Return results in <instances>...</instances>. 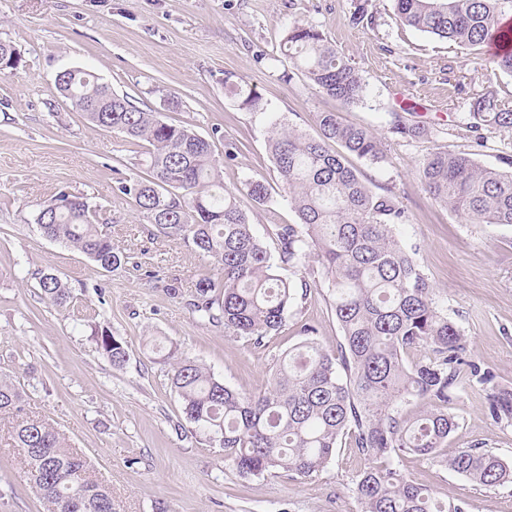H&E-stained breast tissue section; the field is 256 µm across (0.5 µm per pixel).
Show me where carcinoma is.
<instances>
[{"label": "carcinoma", "instance_id": "obj_1", "mask_svg": "<svg viewBox=\"0 0 512 512\" xmlns=\"http://www.w3.org/2000/svg\"><path fill=\"white\" fill-rule=\"evenodd\" d=\"M399 21L423 33L465 46L509 40L502 27L512 0H395ZM282 54L328 97L349 106L362 102L366 86L357 68L313 26L295 23L282 40ZM21 56L0 43V75L18 70ZM233 99L256 111L264 104L246 81L225 76ZM60 93L103 130L149 145L151 176L121 184L151 225L150 234L180 240L208 259L190 309L198 319L224 325L232 336L261 349L287 326L288 311L317 287L303 275H281L314 252L331 284L332 304L343 343L340 354L323 349L312 325L302 340L273 359L269 389L240 395L206 367L172 346L159 356L186 420L206 442L224 451L243 477L323 470L343 438L367 461L353 491L361 512H467L463 502H443L426 486L406 479L396 466L412 454L439 463L480 486L512 481V466L480 446L442 458L438 449L458 429L448 412L461 373L491 387L492 420L512 424V389L500 388L473 361L461 357L462 334L432 298L428 278L398 240L394 228L407 220L390 192L373 191L349 157L387 162L382 141L335 111L317 115L319 136L285 125L272 128L269 147L284 196L298 223L276 224L278 259L253 233L235 196L224 192L223 168L210 142L192 129L146 112L112 92L93 72L76 69L57 78ZM474 125L512 130V108L491 99L477 103ZM339 145L332 150L329 143ZM508 170L484 168L469 153L434 151L419 175L429 197L479 224L512 227V157ZM35 223L46 238L73 247L110 270L124 255L99 230L97 209L83 196L61 190L38 205ZM54 305L72 292L54 273L39 277ZM98 347L121 367L128 353L108 330L95 332ZM423 348L429 356L408 365L403 354ZM22 394L0 380V413L20 410ZM421 404L407 417L395 406ZM31 489L55 512H113L112 490L91 474L89 460L65 448L43 420L14 427Z\"/></svg>", "mask_w": 512, "mask_h": 512}]
</instances>
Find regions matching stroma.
I'll return each instance as SVG.
<instances>
[{
	"label": "stroma",
	"instance_id": "obj_1",
	"mask_svg": "<svg viewBox=\"0 0 512 512\" xmlns=\"http://www.w3.org/2000/svg\"><path fill=\"white\" fill-rule=\"evenodd\" d=\"M359 4L367 14L354 26ZM295 22L315 26L352 59L367 88L363 102L341 105L292 73L280 44ZM0 42L22 57L15 74L0 75V379L23 397L20 415L0 414V512H53L31 492L15 446L21 416L48 420L66 447L87 456L112 487L114 512H361L353 483L365 460L350 442L307 478L241 477L185 420L156 360V346L178 345L226 386L252 395L270 386L272 354L299 342L297 322L312 324L337 353L342 332L316 256L305 266L317 272V288L289 310L288 329L268 349L198 321L187 302L207 259L183 243L151 240L133 200L118 190L120 181L147 177V145L89 123L57 89L67 68L93 71L140 108L209 140L225 191L270 251V225L297 221L271 161L273 125L315 136L317 113L336 111L372 129L388 160L356 158L353 167L374 191L403 202L409 221L395 233L435 304L459 326L465 358L512 389V227L473 223L434 202L418 174L438 149L474 154L496 169L512 155V131L470 129L477 100L512 104V74L490 65L487 48L401 24L394 0H0ZM229 74L255 88L265 111L238 106L224 87ZM395 112L421 135L390 134ZM250 178L269 184V202L252 201ZM62 189L101 207V229L128 263L107 271L42 235L37 206ZM44 272L58 275L72 299L47 303L38 284ZM169 283L178 297L166 293ZM99 326L123 341V366L97 347ZM489 394L475 382L461 385L452 405L458 429L441 455L480 443L512 464V425L491 420ZM398 468L439 500L465 501L468 512H512L510 482L479 486L414 455Z\"/></svg>",
	"mask_w": 512,
	"mask_h": 512
}]
</instances>
